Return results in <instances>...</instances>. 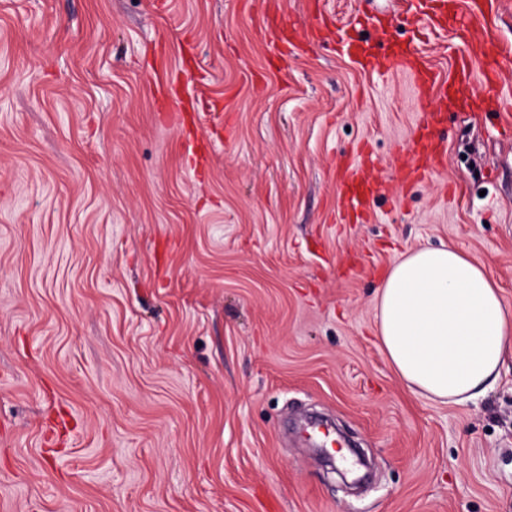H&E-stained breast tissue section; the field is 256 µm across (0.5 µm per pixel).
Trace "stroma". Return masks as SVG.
Instances as JSON below:
<instances>
[{
	"label": "stroma",
	"mask_w": 512,
	"mask_h": 512,
	"mask_svg": "<svg viewBox=\"0 0 512 512\" xmlns=\"http://www.w3.org/2000/svg\"><path fill=\"white\" fill-rule=\"evenodd\" d=\"M383 38L466 52L410 0H0V512H512V362L441 404L375 334L421 246L512 308V111L449 113L401 181L434 100L345 47ZM361 147L391 191L341 224ZM414 148L422 160V165L413 172L417 179H423L435 170L437 158L442 152V143L429 137H421L415 142Z\"/></svg>",
	"instance_id": "stroma-1"
}]
</instances>
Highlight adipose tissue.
Instances as JSON below:
<instances>
[{
	"instance_id": "adipose-tissue-1",
	"label": "adipose tissue",
	"mask_w": 512,
	"mask_h": 512,
	"mask_svg": "<svg viewBox=\"0 0 512 512\" xmlns=\"http://www.w3.org/2000/svg\"><path fill=\"white\" fill-rule=\"evenodd\" d=\"M376 337L415 393L464 404L495 387L512 358V310L482 263L452 247L429 246L385 274Z\"/></svg>"
}]
</instances>
